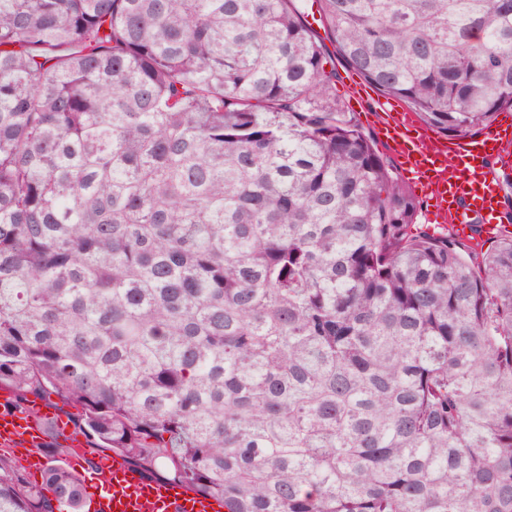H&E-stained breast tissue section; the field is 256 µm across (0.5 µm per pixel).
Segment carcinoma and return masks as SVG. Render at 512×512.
I'll return each mask as SVG.
<instances>
[{"label":"carcinoma","instance_id":"cac0c4a2","mask_svg":"<svg viewBox=\"0 0 512 512\" xmlns=\"http://www.w3.org/2000/svg\"><path fill=\"white\" fill-rule=\"evenodd\" d=\"M444 136L512 112V0H313ZM294 0H0V390L224 512H512V232L468 246ZM0 453V512L82 482Z\"/></svg>","mask_w":512,"mask_h":512}]
</instances>
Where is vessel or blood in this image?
Instances as JSON below:
<instances>
[{
	"label": "vessel or blood",
	"instance_id": "1",
	"mask_svg": "<svg viewBox=\"0 0 512 512\" xmlns=\"http://www.w3.org/2000/svg\"><path fill=\"white\" fill-rule=\"evenodd\" d=\"M379 133L413 185L433 207V220L452 225L462 239L481 225L483 235L501 230L506 206L489 162L512 147V122L504 121L458 142L431 139L404 111L385 113ZM43 416L0 411V447L23 453L29 469L42 467L39 454L49 440ZM97 494L93 512H220L210 495L148 477L143 469L112 455L98 458L92 472Z\"/></svg>",
	"mask_w": 512,
	"mask_h": 512
}]
</instances>
